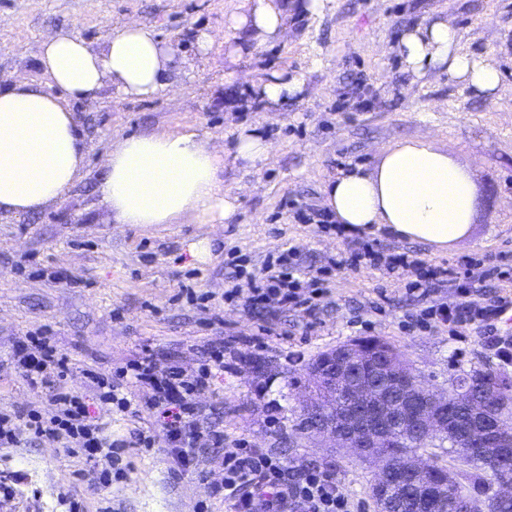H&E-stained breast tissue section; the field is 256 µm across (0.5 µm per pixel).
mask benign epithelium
Listing matches in <instances>:
<instances>
[{"instance_id": "obj_1", "label": "benign epithelium", "mask_w": 512, "mask_h": 512, "mask_svg": "<svg viewBox=\"0 0 512 512\" xmlns=\"http://www.w3.org/2000/svg\"><path fill=\"white\" fill-rule=\"evenodd\" d=\"M382 343L384 340L378 338L371 342L355 341L336 347L312 363L309 373L319 392V399L306 405L305 411L312 432L330 436L338 448H346L360 457L381 463L373 491L378 512H390L387 494L390 468L384 464L378 448L397 447L398 431L406 425L414 433L434 439L453 438L454 428L448 424V418L434 412V405L448 398V393L429 390L395 350L383 353L379 373L387 383L400 389L402 400L413 399L419 403L413 416H408L403 406L394 405L390 401V393L370 383L355 381L351 367L368 366L375 346ZM338 391L344 395L342 405L319 408L326 401L336 400ZM454 396L468 412L476 416L484 414L483 401L472 397L466 387L454 385ZM510 445L512 432L497 420L480 434L461 439L459 451L468 455L478 448H506ZM406 469L413 479L423 480L426 486L435 483L436 474L417 457H407Z\"/></svg>"}]
</instances>
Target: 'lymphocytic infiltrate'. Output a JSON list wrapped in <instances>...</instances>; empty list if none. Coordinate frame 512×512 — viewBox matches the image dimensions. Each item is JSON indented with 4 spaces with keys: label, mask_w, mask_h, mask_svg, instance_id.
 <instances>
[{
    "label": "lymphocytic infiltrate",
    "mask_w": 512,
    "mask_h": 512,
    "mask_svg": "<svg viewBox=\"0 0 512 512\" xmlns=\"http://www.w3.org/2000/svg\"><path fill=\"white\" fill-rule=\"evenodd\" d=\"M470 264V258L463 257L455 265H433L408 253L393 254L385 260L388 273L415 272L414 288L428 301L412 315L414 326L475 331L486 337L500 360L510 362L512 336L499 333L496 324L512 307V301L491 292L482 279L459 277L458 266ZM443 282L453 286L455 302L434 299L436 285ZM324 293L322 279L305 272L295 262L293 251L286 249L269 253L261 273L234 269L224 298L241 303L258 318L259 332L269 336L273 333L271 321L280 311L298 313L305 329H315ZM232 345L229 338L209 343L195 376L186 374L178 363L160 364L146 348L111 375L83 369L84 388L76 391L66 384L70 359L53 337L43 330L26 333L18 337L0 366L30 386L45 390L47 405L0 414V447L17 448L43 437L52 438L67 455L83 460L81 474L94 488L111 486L112 470L126 448L157 447L172 457L178 472H193L199 481H206L195 460L202 446L223 449L224 425L221 420H210L195 396L209 388L213 376L223 373L224 354ZM130 387L149 390V399L140 402L124 397V389ZM114 409L135 420L148 409L153 421L150 427L134 429L130 439L114 440L106 435L102 422L103 414ZM210 494L223 500L226 512H351L331 467H313L292 478L283 461L242 442L225 451L224 480L212 485Z\"/></svg>",
    "instance_id": "1"
}]
</instances>
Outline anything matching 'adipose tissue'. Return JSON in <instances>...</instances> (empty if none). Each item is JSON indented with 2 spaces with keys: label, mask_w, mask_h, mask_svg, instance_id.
<instances>
[{
  "label": "adipose tissue",
  "mask_w": 512,
  "mask_h": 512,
  "mask_svg": "<svg viewBox=\"0 0 512 512\" xmlns=\"http://www.w3.org/2000/svg\"><path fill=\"white\" fill-rule=\"evenodd\" d=\"M287 17L283 0H245L229 21L238 41L229 57L282 40ZM460 39L459 30L439 18L406 30L399 46L406 71L421 77L444 69L477 92L495 93L501 73L492 54L464 52ZM172 59L153 28L138 22L113 31L98 50L71 30L48 36L39 62L49 88L0 82V215L39 212L79 180L86 135L73 103L106 87L120 98L153 97L168 86ZM305 86L303 76L275 74L256 84L255 93L278 110ZM219 166L208 137L161 128L119 139L96 191L117 224H222L238 203L220 181ZM323 193L337 223L365 232L384 227L439 252L467 235L476 210L469 169L425 139L385 148L373 167L349 166Z\"/></svg>",
  "instance_id": "ef3b65f1"
}]
</instances>
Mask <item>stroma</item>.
I'll return each instance as SVG.
<instances>
[{
	"instance_id": "stroma-1",
	"label": "stroma",
	"mask_w": 512,
	"mask_h": 512,
	"mask_svg": "<svg viewBox=\"0 0 512 512\" xmlns=\"http://www.w3.org/2000/svg\"><path fill=\"white\" fill-rule=\"evenodd\" d=\"M243 0H0V79L45 84L37 65L45 36L74 28L95 49L123 23L154 28L174 52L173 83L149 99H116L111 88L78 102L86 133V161L62 201L29 216L0 218V359L27 330H50L75 363L72 389L84 387L85 367L104 372L151 346L158 358L175 356L195 373L202 348L236 337L237 370L214 379L198 395L203 407L223 411L224 447L239 439L286 460L291 472L316 465L336 469L355 512H374L370 487L376 467L335 448L326 437L301 432L311 382L307 366L320 354L362 337L393 345L432 388L447 390L457 375L492 368L512 377L477 333L440 325L406 328L423 305L410 293L413 273L391 276L370 265L335 267L331 258L358 249L362 235L300 223L297 211L322 209V188L340 164L377 162L380 152L425 137L470 170L478 205L468 235L444 253L378 232L385 252L417 253L426 261L470 257L471 276L512 254V0H324L320 12L293 8L284 40L227 64L224 23ZM436 17L455 25L463 51L495 50L501 84L492 96L435 70L418 78L398 53L404 30ZM213 34L208 52L199 30ZM233 72L225 80V72ZM304 74V95L279 112L267 111L254 83L273 73ZM347 111H336L337 102ZM192 126L210 134L226 160L220 176L238 198L227 224H114L95 188L115 141L157 127ZM254 127L272 145L253 168L233 161L240 128ZM208 241V257L195 246ZM292 248L306 269L326 272L328 293L320 324L306 331L296 313L280 312L275 333H257L258 320L224 301L228 256L260 271L268 252ZM65 272L79 281L56 280ZM43 394L0 371V412L37 407ZM128 468L111 487L94 491L78 472L80 459L45 439L0 447V481L12 495L0 512H68L66 496L83 499L84 512H224L208 486L224 479L223 452L200 456L194 474L174 476L171 458L152 448H130Z\"/></svg>"
}]
</instances>
